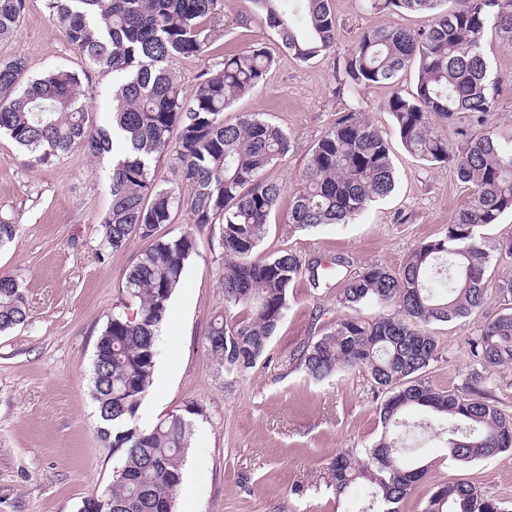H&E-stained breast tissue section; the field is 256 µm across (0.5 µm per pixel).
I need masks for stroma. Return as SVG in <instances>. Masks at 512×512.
Instances as JSON below:
<instances>
[{
    "instance_id": "obj_1",
    "label": "stroma",
    "mask_w": 512,
    "mask_h": 512,
    "mask_svg": "<svg viewBox=\"0 0 512 512\" xmlns=\"http://www.w3.org/2000/svg\"><path fill=\"white\" fill-rule=\"evenodd\" d=\"M332 6L339 23L333 52L302 63L260 20L241 22L247 0H221L217 28L225 47L260 44L274 59L266 81L235 101L224 118L234 122L262 113L291 141L285 160L266 173L285 192L258 255L287 248L320 259L328 270L320 287L302 280L289 290L285 319L254 367L224 374L205 343L211 319L224 308L219 232L198 228L188 211L177 212L171 231L193 233L198 252L188 261L184 288L171 300L175 327L162 331L156 342L153 380L163 384L164 393L148 391L136 418L148 429L184 404L205 409L207 418L195 423L186 452L175 512H347V499L334 493L330 463L338 453L370 447L378 439L380 400L365 373L346 369L316 381L288 358L338 320L368 321L382 314L383 306L375 304L343 307V281L371 265L400 269L423 242L445 234L472 196L447 165L411 156L394 138L392 117L382 108L389 88L336 92L338 69L359 29L389 23L418 29L425 16L380 12L369 0H332ZM481 50L496 85L492 122L507 136L512 134V45L490 29ZM17 56L24 58L30 77L56 68L86 72L93 88L87 100L90 123H111V74L68 43L49 19L44 0H26L14 35L0 41V61ZM350 106L365 110L391 136L395 190L352 223L292 225L290 203L307 154ZM109 165V158L80 151L50 165H30L9 138L0 137V218L18 226L14 241L0 248V274L18 276L28 306L26 323L0 334V512H78L82 500L102 494L112 480L115 460L101 440L90 393L92 355L125 272L145 243L134 238L122 252L98 254ZM479 234L489 254L485 277L492 290L479 312L430 325L438 356L424 378L440 390L464 388L474 367L468 338L485 320L512 308V297L496 291L512 281V258L498 251L500 242L512 237V213ZM443 455L440 438L427 435L419 458L431 468L400 512H419L433 486L454 481L473 482L512 505V452L472 463H448Z\"/></svg>"
}]
</instances>
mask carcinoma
<instances>
[{
  "label": "carcinoma",
  "instance_id": "carcinoma-1",
  "mask_svg": "<svg viewBox=\"0 0 512 512\" xmlns=\"http://www.w3.org/2000/svg\"><path fill=\"white\" fill-rule=\"evenodd\" d=\"M282 47L308 62L336 46L338 21L330 0H248ZM375 0L394 14L419 13L427 24L361 29L342 64V89L386 86L384 108L404 149L444 163L470 187L472 197L445 235L418 246L392 271L371 265L344 283L341 304L396 305L394 314L367 322L336 321L316 341L293 353L308 376L321 380L341 368L367 373L385 393L382 433L371 448H351L331 462L336 496L362 487L353 512H399L432 464L407 465L412 448L398 429L407 410L420 407L440 426L445 456L470 463L512 451V415L484 388L487 373L512 365V312H501L470 339L481 367L462 391L436 390L422 373L437 357L435 322H451L481 308L488 297L489 255L476 229L512 212V138L492 126L495 88L480 51L486 28L512 44V0ZM24 0H0V40L12 36ZM48 17L64 27L69 44L90 63L112 73V126L89 125L80 74L57 69L30 80L23 58L0 61V134L29 162L50 164L75 150L112 155L110 202L99 222L103 254L124 250L135 237L145 249L127 269L120 298L99 331L92 358L91 396L100 435L117 465L96 512H175L185 450L204 408L189 403L164 414L150 429L136 424L151 384L156 339L167 319L198 241L189 232L162 233L188 210L200 227L220 224L224 311L214 316L205 342L227 374L242 373L266 352L288 311V289L305 279L319 286L318 260L283 249L255 258L269 217L285 186L265 177L290 151L288 134L259 113L235 123L225 110L264 83L271 58L265 47L221 52L214 26L219 0H45ZM206 52L220 58L203 73L191 103L170 63ZM418 60L415 91L400 75ZM454 131L451 141L436 123ZM391 143L356 107L342 111L308 152L293 195L291 223L314 228L346 224L369 203L395 189ZM174 157L175 180L162 183L158 164ZM191 186L183 197L180 185ZM233 313V320L224 318ZM27 320L24 288L0 275V333ZM420 512H506L468 481L434 486Z\"/></svg>",
  "mask_w": 512,
  "mask_h": 512
}]
</instances>
